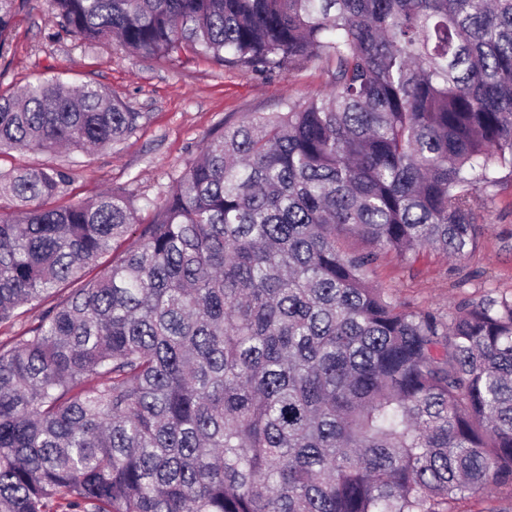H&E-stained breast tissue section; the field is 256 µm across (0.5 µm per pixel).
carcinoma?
<instances>
[{
    "instance_id": "1",
    "label": "carcinoma",
    "mask_w": 512,
    "mask_h": 512,
    "mask_svg": "<svg viewBox=\"0 0 512 512\" xmlns=\"http://www.w3.org/2000/svg\"><path fill=\"white\" fill-rule=\"evenodd\" d=\"M28 0H0V56ZM61 31L330 91L216 131L150 223L3 173L0 512H451L512 488V298L444 316L368 278L478 246L512 174V0H49ZM93 82L0 93V155L139 127ZM367 244L350 251L344 242ZM68 292L56 294L62 287Z\"/></svg>"
}]
</instances>
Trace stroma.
<instances>
[{
    "mask_svg": "<svg viewBox=\"0 0 512 512\" xmlns=\"http://www.w3.org/2000/svg\"><path fill=\"white\" fill-rule=\"evenodd\" d=\"M9 42L0 56V87L19 89L39 75L61 72L104 87L144 118L133 136L113 148L74 157L13 151L0 158V168L60 164L70 179L68 200L124 190L145 217L160 189L224 123L277 112L286 98L315 97L329 89L326 67L315 60H296L267 78L192 52L169 62L109 42L85 44L60 31L47 0H29ZM476 199L482 231L475 251L463 258L428 252L410 265L389 253L370 272L373 285L412 307L444 315L490 291L511 297L512 176L478 191Z\"/></svg>",
    "mask_w": 512,
    "mask_h": 512,
    "instance_id": "1",
    "label": "stroma"
}]
</instances>
